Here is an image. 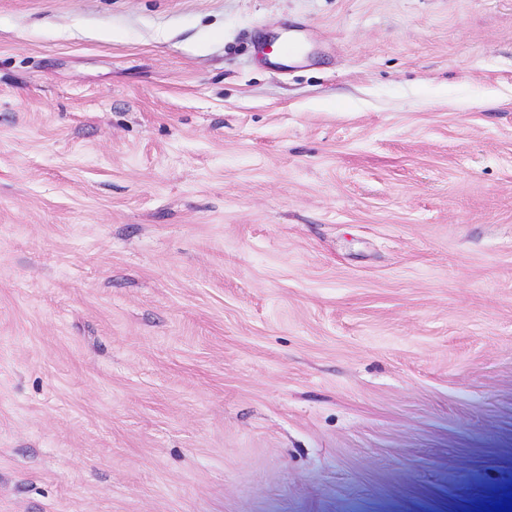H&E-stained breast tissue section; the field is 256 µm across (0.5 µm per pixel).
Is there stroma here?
Here are the masks:
<instances>
[{
  "label": "stroma",
  "instance_id": "35a3bbf8",
  "mask_svg": "<svg viewBox=\"0 0 512 512\" xmlns=\"http://www.w3.org/2000/svg\"><path fill=\"white\" fill-rule=\"evenodd\" d=\"M512 493V0H0V512Z\"/></svg>",
  "mask_w": 512,
  "mask_h": 512
}]
</instances>
